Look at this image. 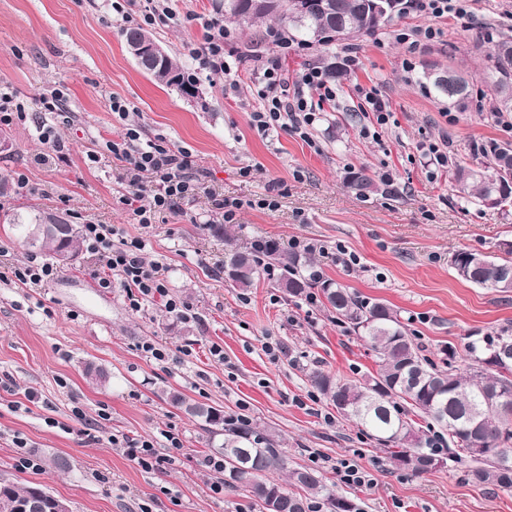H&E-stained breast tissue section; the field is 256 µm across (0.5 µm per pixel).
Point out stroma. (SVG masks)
I'll use <instances>...</instances> for the list:
<instances>
[{
	"label": "stroma",
	"mask_w": 512,
	"mask_h": 512,
	"mask_svg": "<svg viewBox=\"0 0 512 512\" xmlns=\"http://www.w3.org/2000/svg\"><path fill=\"white\" fill-rule=\"evenodd\" d=\"M120 10H113V2ZM177 23L153 26L186 72H194L188 46L200 41L214 0H174ZM143 0H0V90L11 93L22 116L0 121V475L20 486L41 485L69 502L72 512H260L248 492L216 494L223 474L203 464L214 443L208 426L173 406L168 395L223 406L247 417L260 432L278 435L289 466H315L337 496L356 512H512V489L482 487L458 464L415 476L398 467L309 381L321 366L341 380L376 371L372 353L339 326L321 303L286 299L275 276L241 290L224 274V252L272 240L287 248L297 238L355 255L346 267L315 257L323 278L397 308L428 356L453 345L466 368L468 341L512 328V295L457 278L451 260L469 250L492 257L512 242V208L461 200L456 165L479 166L490 143H512V112L493 110L487 83L489 38L512 35V0H470L469 14L438 20V38L396 41L395 31L423 24L416 12L394 15L372 35L328 46H292L288 53L267 36L268 24L234 26L228 48L239 60L238 87L223 76L196 75V95L156 83L127 53L123 29L141 26ZM283 54L288 75L311 64L335 68V100L311 129V142L284 133L267 137L252 126V85L259 58ZM454 69L470 82L465 103H449L433 78ZM378 89L392 114L379 138L364 132L356 87ZM66 95L61 113L40 99ZM125 102L120 120L112 99ZM146 140L162 139L187 151L201 173L197 189L153 224H138L122 197L132 195L121 162L107 149L125 122ZM53 140H44L43 127ZM437 146L448 165L427 164ZM25 174L27 189L16 185ZM365 174L373 190L359 194L353 176ZM273 197L277 206L259 208ZM240 202L231 224L213 207ZM71 224H109L119 236L144 242L184 315L162 301L128 305L120 283L100 287L94 257L58 266L53 279L22 284L14 275L32 252L14 232V216ZM223 224V237L209 225ZM152 340L167 357L141 349ZM221 346L223 358L211 354ZM105 368L110 383L89 382L88 366ZM35 400H27V393ZM94 421L80 431L75 411ZM178 436L183 449L171 465L144 470L111 435ZM23 438L25 447L15 445ZM356 456L370 486L342 484L312 453ZM55 456L70 468H50Z\"/></svg>",
	"instance_id": "1"
}]
</instances>
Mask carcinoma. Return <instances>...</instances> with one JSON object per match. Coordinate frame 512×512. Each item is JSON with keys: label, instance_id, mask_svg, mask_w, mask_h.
Here are the masks:
<instances>
[{"label": "carcinoma", "instance_id": "obj_1", "mask_svg": "<svg viewBox=\"0 0 512 512\" xmlns=\"http://www.w3.org/2000/svg\"><path fill=\"white\" fill-rule=\"evenodd\" d=\"M323 2L329 8L287 14L279 8L280 0H224V18L240 25L271 19L289 38L319 46L333 43L326 33L340 26L373 34L389 23L387 19L371 21L370 0ZM123 38L128 47L145 38L156 40L141 27L125 29ZM489 60L488 80L497 99L496 111L504 112L503 94L512 91V37L496 41ZM145 72L157 83L175 86L183 94L194 92L192 79L169 55ZM433 86L450 101H463L471 95L469 82L451 69L448 83L436 81ZM482 153L483 166L456 167L458 192L484 206L512 207V166L504 163L512 156V143H495ZM17 229L30 249L56 260L64 253L76 254L80 229L75 224L59 234L40 215ZM273 267L279 270L276 286L287 298L308 296L319 289L323 306L335 315L336 322L374 353L378 370L356 381L338 379L320 368L310 371L312 386L332 402L338 414L355 421L379 444L391 447V458L417 476L431 471L429 459L443 457L453 463H471L470 475L477 485L512 488V356L501 357L503 349H512V331L504 329L468 343L471 363L462 371L455 366L454 346L442 348L440 362H435L423 353L397 309L315 277L310 259L299 253L284 251L273 241L250 252L230 249L224 253L225 275L244 290L254 287ZM507 278L512 279V248L497 259L481 256V261L471 266L467 282L507 296L512 289L501 288ZM169 400L223 437L215 451L224 457V485L249 491L261 512H271L273 503L278 512H312L317 500L327 512H353V506L336 496L316 470L288 467L275 436L262 435L248 423L224 415L220 408L191 402L179 392L169 393ZM415 416L427 420L426 428L416 426ZM444 431L448 445L432 447V435ZM477 443L482 444L481 457L470 453ZM285 470L287 483L272 478ZM293 487L302 493L291 491ZM33 494L34 487H20L1 476L0 512H20V505Z\"/></svg>", "mask_w": 512, "mask_h": 512}]
</instances>
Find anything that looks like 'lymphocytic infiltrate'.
I'll list each match as a JSON object with an SVG mask.
<instances>
[{
  "label": "lymphocytic infiltrate",
  "instance_id": "obj_1",
  "mask_svg": "<svg viewBox=\"0 0 512 512\" xmlns=\"http://www.w3.org/2000/svg\"><path fill=\"white\" fill-rule=\"evenodd\" d=\"M231 33L223 20L211 18L204 35L191 54L198 70L215 74H231L233 65L224 55ZM253 84L259 107L253 114V125L259 134L280 130L309 140V128L316 120L322 102L336 98V89L327 80L322 67L311 65L295 78L282 70L280 56H270L257 68ZM109 150L121 161L127 172L148 178L150 186L135 192L133 210L138 222L151 224L157 213L171 209L176 201L190 195L200 181L192 169L186 151L172 150L152 140H142L137 128H127L121 140L110 143ZM85 247L96 259L94 275L100 287H111L120 280L132 309H140L143 301L165 296L159 268L142 258L144 244L139 240L115 238L111 225L87 224L83 227ZM166 453H158L156 442L142 437H112L111 442L123 448L126 456L138 466L151 470L170 462L172 453L181 451L182 443L174 435H166Z\"/></svg>",
  "mask_w": 512,
  "mask_h": 512
}]
</instances>
